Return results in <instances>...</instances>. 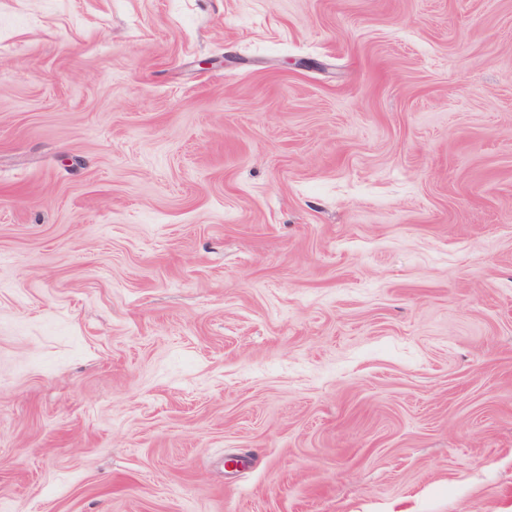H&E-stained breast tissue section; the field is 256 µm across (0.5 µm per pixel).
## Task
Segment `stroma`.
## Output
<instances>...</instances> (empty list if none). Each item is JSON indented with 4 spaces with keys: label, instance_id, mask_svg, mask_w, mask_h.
<instances>
[{
    "label": "stroma",
    "instance_id": "stroma-1",
    "mask_svg": "<svg viewBox=\"0 0 512 512\" xmlns=\"http://www.w3.org/2000/svg\"><path fill=\"white\" fill-rule=\"evenodd\" d=\"M6 512H512V0H0Z\"/></svg>",
    "mask_w": 512,
    "mask_h": 512
}]
</instances>
